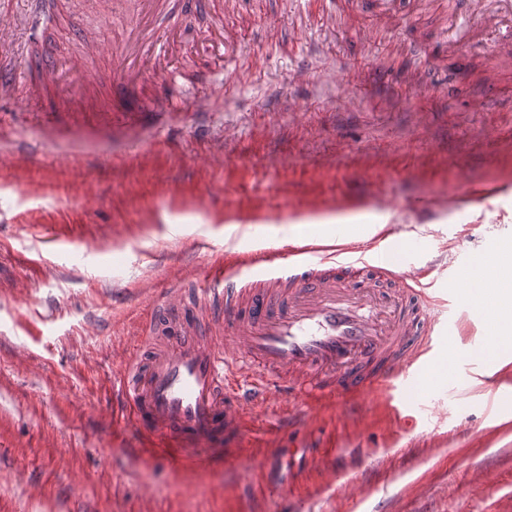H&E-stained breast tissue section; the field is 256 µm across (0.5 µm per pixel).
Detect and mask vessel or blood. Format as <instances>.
I'll return each mask as SVG.
<instances>
[{"mask_svg":"<svg viewBox=\"0 0 512 512\" xmlns=\"http://www.w3.org/2000/svg\"><path fill=\"white\" fill-rule=\"evenodd\" d=\"M148 14L142 27L126 15L127 0H112L125 14L124 38L109 47L90 43L93 53L109 51L127 82L155 77L178 80L169 64L172 49L165 32L178 18L201 11L203 0H134ZM468 0L478 26L493 29L499 16L512 18V0ZM358 7L381 20L401 13L402 0H357ZM512 243H491L490 260L465 263L457 300L465 315L480 321L485 337L495 336L501 307L491 291L501 270L495 258ZM358 243L326 253L320 248L246 255L236 268L215 270L208 288L194 301L171 290L157 302L134 358L120 377L123 399L136 424L175 439L177 456L213 455L217 447L243 434L247 403L242 387L264 394L267 374L321 394H355L417 367L421 387L431 368L422 356L435 337H447L434 314L439 297L422 284L408 262L407 250L390 246L377 262ZM256 367L245 377L224 344Z\"/></svg>","mask_w":512,"mask_h":512,"instance_id":"obj_1","label":"vessel or blood"}]
</instances>
